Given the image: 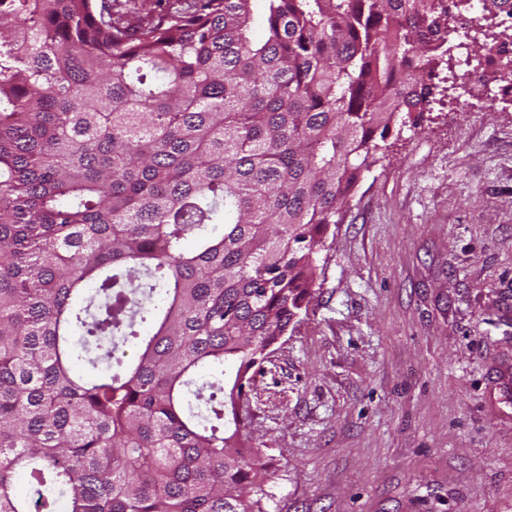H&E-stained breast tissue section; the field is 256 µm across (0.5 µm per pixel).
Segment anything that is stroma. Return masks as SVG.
<instances>
[{"instance_id": "35a3bbf8", "label": "stroma", "mask_w": 512, "mask_h": 512, "mask_svg": "<svg viewBox=\"0 0 512 512\" xmlns=\"http://www.w3.org/2000/svg\"><path fill=\"white\" fill-rule=\"evenodd\" d=\"M245 389L265 512H512V98L394 126Z\"/></svg>"}]
</instances>
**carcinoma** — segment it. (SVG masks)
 <instances>
[{"label": "carcinoma", "instance_id": "obj_1", "mask_svg": "<svg viewBox=\"0 0 512 512\" xmlns=\"http://www.w3.org/2000/svg\"><path fill=\"white\" fill-rule=\"evenodd\" d=\"M156 2L0 0V512H265L249 372L470 9L264 0L256 40L253 0Z\"/></svg>", "mask_w": 512, "mask_h": 512}]
</instances>
